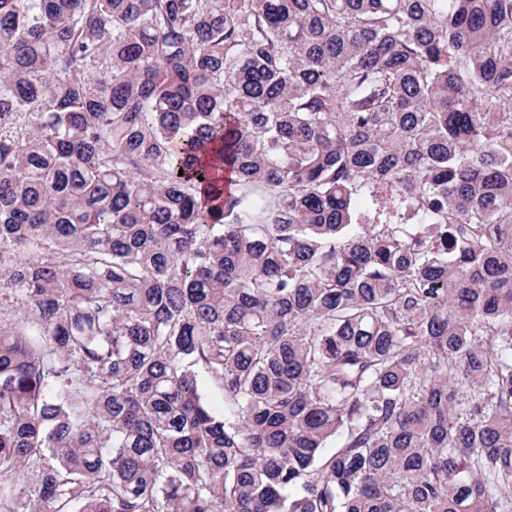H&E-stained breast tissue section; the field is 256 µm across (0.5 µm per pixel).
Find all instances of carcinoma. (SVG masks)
<instances>
[{
    "label": "carcinoma",
    "instance_id": "obj_1",
    "mask_svg": "<svg viewBox=\"0 0 512 512\" xmlns=\"http://www.w3.org/2000/svg\"><path fill=\"white\" fill-rule=\"evenodd\" d=\"M0 512H512V0H0Z\"/></svg>",
    "mask_w": 512,
    "mask_h": 512
}]
</instances>
